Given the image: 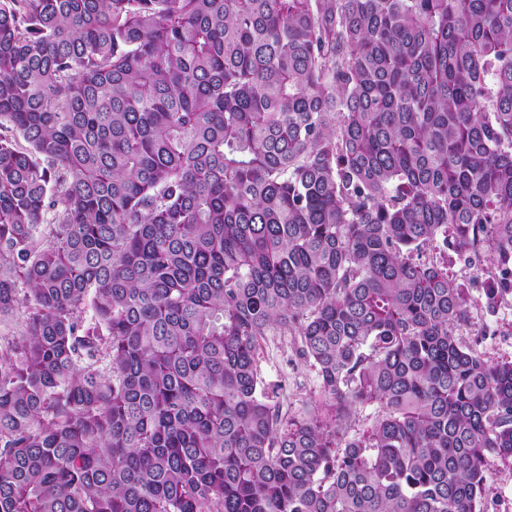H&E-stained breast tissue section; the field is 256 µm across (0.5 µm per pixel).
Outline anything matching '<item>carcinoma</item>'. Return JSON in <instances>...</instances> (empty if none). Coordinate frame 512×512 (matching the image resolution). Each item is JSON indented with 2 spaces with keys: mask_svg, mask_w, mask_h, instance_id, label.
Here are the masks:
<instances>
[{
  "mask_svg": "<svg viewBox=\"0 0 512 512\" xmlns=\"http://www.w3.org/2000/svg\"><path fill=\"white\" fill-rule=\"evenodd\" d=\"M450 250L512 299V0H0V512H483ZM260 366L266 382L278 386L280 401L290 413L301 414L317 395L316 371L295 356L290 336H269Z\"/></svg>",
  "mask_w": 512,
  "mask_h": 512,
  "instance_id": "obj_1",
  "label": "carcinoma"
}]
</instances>
